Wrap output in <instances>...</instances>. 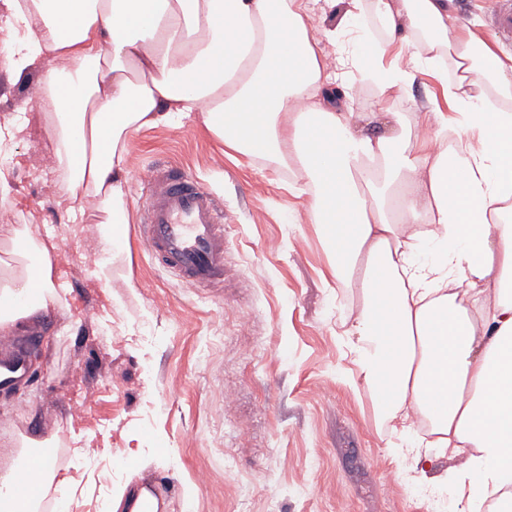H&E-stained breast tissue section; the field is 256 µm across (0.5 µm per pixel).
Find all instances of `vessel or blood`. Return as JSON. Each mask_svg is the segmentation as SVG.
Listing matches in <instances>:
<instances>
[{
    "instance_id": "vessel-or-blood-1",
    "label": "vessel or blood",
    "mask_w": 512,
    "mask_h": 512,
    "mask_svg": "<svg viewBox=\"0 0 512 512\" xmlns=\"http://www.w3.org/2000/svg\"><path fill=\"white\" fill-rule=\"evenodd\" d=\"M141 238L181 285L224 284L223 213L208 188L175 163L153 166L147 179Z\"/></svg>"
}]
</instances>
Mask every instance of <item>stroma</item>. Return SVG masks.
I'll use <instances>...</instances> for the list:
<instances>
[{
  "mask_svg": "<svg viewBox=\"0 0 512 512\" xmlns=\"http://www.w3.org/2000/svg\"><path fill=\"white\" fill-rule=\"evenodd\" d=\"M512 0H455L496 54H512L492 21ZM35 74L0 68V123L23 129L0 151V253L29 225L53 243L54 282L68 307L25 322L35 332L34 376L0 390V446L52 439L54 464L74 479L58 497L66 512H105L129 478L154 490L162 512H444L432 485L445 459L414 479L411 460L388 453L372 392L359 379L341 323L360 295L328 287L329 257L303 213L302 179L261 157L225 150L197 115L175 116L127 140L124 187L131 223L118 227L108 277L84 241L103 214L72 220L62 182L35 167L51 147L43 112L22 111ZM447 110L438 80L417 76L406 97L356 83L355 112ZM182 165L224 210V289L195 291L149 254L137 226L147 196L143 171Z\"/></svg>",
  "mask_w": 512,
  "mask_h": 512,
  "instance_id": "stroma-1",
  "label": "stroma"
}]
</instances>
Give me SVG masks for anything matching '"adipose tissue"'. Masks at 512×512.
I'll list each match as a JSON object with an SVG mask.
<instances>
[{"label": "adipose tissue", "instance_id": "1", "mask_svg": "<svg viewBox=\"0 0 512 512\" xmlns=\"http://www.w3.org/2000/svg\"><path fill=\"white\" fill-rule=\"evenodd\" d=\"M6 2L28 30L7 66L38 72L70 211L107 216L102 253L129 221V134L172 114L199 113L228 148L300 172L337 287L362 293L345 334L377 422L401 441L393 455L418 468L451 460L439 478L448 512H512V56L460 23L454 0H324L345 11L319 41L311 0ZM368 15L384 39L359 66L342 47ZM395 45L408 67L385 63ZM426 71L451 113L376 112L385 131L372 134L347 109L356 82L402 94ZM34 253L37 272L0 278V293L22 301L0 310L1 336L57 301L47 244ZM35 279L40 297L25 303ZM40 447L24 450L37 459L26 491L0 476V512H36L72 484Z\"/></svg>", "mask_w": 512, "mask_h": 512}]
</instances>
